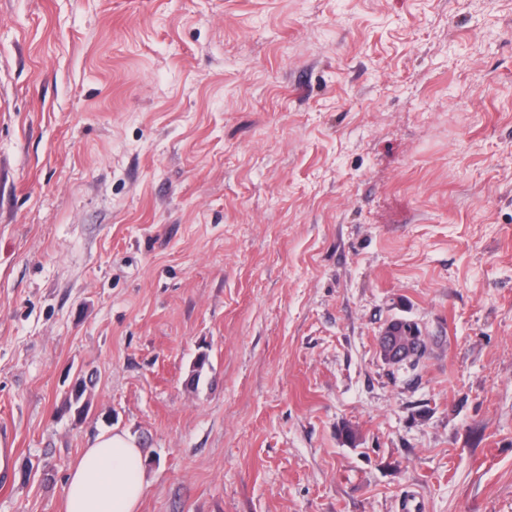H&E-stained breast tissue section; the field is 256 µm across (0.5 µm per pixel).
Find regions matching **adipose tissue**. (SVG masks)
<instances>
[{
	"mask_svg": "<svg viewBox=\"0 0 512 512\" xmlns=\"http://www.w3.org/2000/svg\"><path fill=\"white\" fill-rule=\"evenodd\" d=\"M144 456L124 431L99 433L71 468L63 512H137L145 492Z\"/></svg>",
	"mask_w": 512,
	"mask_h": 512,
	"instance_id": "1",
	"label": "adipose tissue"
}]
</instances>
